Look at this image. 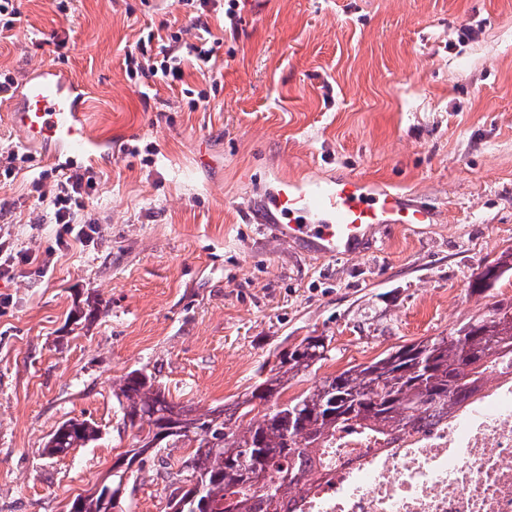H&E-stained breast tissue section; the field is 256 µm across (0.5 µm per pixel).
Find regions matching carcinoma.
<instances>
[{
	"label": "carcinoma",
	"mask_w": 512,
	"mask_h": 512,
	"mask_svg": "<svg viewBox=\"0 0 512 512\" xmlns=\"http://www.w3.org/2000/svg\"><path fill=\"white\" fill-rule=\"evenodd\" d=\"M494 268L495 278L482 275L473 288L486 291L511 272L512 253ZM328 346L323 336L305 337L281 351L276 371L243 399L201 414L169 400L152 374L128 372L113 393L124 423L136 430L133 448L100 487L72 499L75 512H124L118 493L133 465L177 447L192 452L178 467L160 459L169 478L168 512H280L288 493L306 485L315 450L336 430L358 424L382 432L433 419L464 396L492 353L512 350V303L496 302L446 336L392 349L280 401L289 381L327 359ZM55 433L59 439L51 435L45 445L51 457L89 446L100 430L89 420L68 419Z\"/></svg>",
	"instance_id": "cac0c4a2"
}]
</instances>
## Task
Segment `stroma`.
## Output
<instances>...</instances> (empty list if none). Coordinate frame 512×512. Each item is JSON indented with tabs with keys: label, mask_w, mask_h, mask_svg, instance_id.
<instances>
[{
	"label": "stroma",
	"mask_w": 512,
	"mask_h": 512,
	"mask_svg": "<svg viewBox=\"0 0 512 512\" xmlns=\"http://www.w3.org/2000/svg\"><path fill=\"white\" fill-rule=\"evenodd\" d=\"M23 0L0 72L51 65L85 84L106 151L87 213L96 245L57 251L34 223L32 181L61 155L0 121V156L32 157L0 182V231L53 255L47 276L0 280V512H65L132 447L113 394L154 372L197 412L249 393L277 353L330 339L315 382L388 350L445 336L498 301L512 273L471 284L512 253V0H244L208 77L143 99L123 65L148 25L188 26L177 0ZM473 35L459 39L461 28ZM67 37L65 48L49 44ZM209 92L189 111L186 90ZM362 176L434 208L432 223L379 231L362 254L322 258L247 218L267 186ZM99 425L94 444L48 457L57 425ZM156 461L134 473L128 512H165Z\"/></svg>",
	"instance_id": "stroma-1"
}]
</instances>
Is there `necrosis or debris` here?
I'll use <instances>...</instances> for the list:
<instances>
[{"label":"necrosis or debris","instance_id":"obj_1","mask_svg":"<svg viewBox=\"0 0 512 512\" xmlns=\"http://www.w3.org/2000/svg\"><path fill=\"white\" fill-rule=\"evenodd\" d=\"M319 460L324 481L284 512H512V355L449 414L374 433L337 430Z\"/></svg>","mask_w":512,"mask_h":512}]
</instances>
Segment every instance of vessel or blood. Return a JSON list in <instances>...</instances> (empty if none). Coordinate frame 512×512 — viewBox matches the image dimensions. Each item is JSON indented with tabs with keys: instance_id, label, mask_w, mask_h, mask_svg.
<instances>
[{
	"instance_id": "obj_1",
	"label": "vessel or blood",
	"mask_w": 512,
	"mask_h": 512,
	"mask_svg": "<svg viewBox=\"0 0 512 512\" xmlns=\"http://www.w3.org/2000/svg\"><path fill=\"white\" fill-rule=\"evenodd\" d=\"M21 87L20 104L7 113V122L28 142L63 143L84 162L95 163L96 144L86 130L78 84L45 66L26 76ZM265 208L262 228L283 242L310 241L327 258L354 254L380 227L426 224L434 217L433 210L409 196L375 188L357 175L280 181Z\"/></svg>"
}]
</instances>
